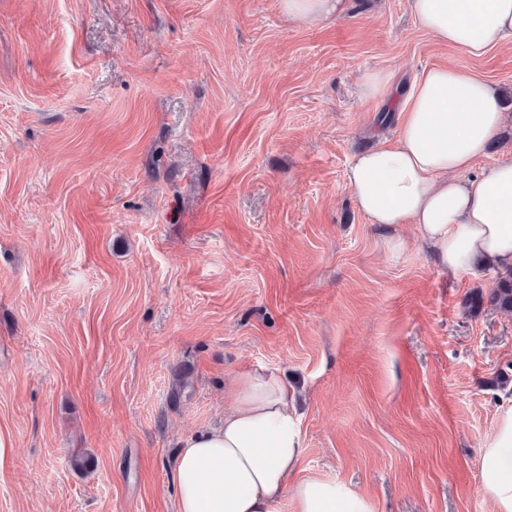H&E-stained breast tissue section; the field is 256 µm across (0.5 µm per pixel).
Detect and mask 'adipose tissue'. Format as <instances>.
Returning a JSON list of instances; mask_svg holds the SVG:
<instances>
[{"mask_svg": "<svg viewBox=\"0 0 512 512\" xmlns=\"http://www.w3.org/2000/svg\"><path fill=\"white\" fill-rule=\"evenodd\" d=\"M435 40L480 57L512 41V0H410ZM367 95L396 113L393 140L358 153L347 186L374 224H411L452 275L484 260L512 269V157L475 176V160L506 115L493 86L453 65L407 86L368 75ZM223 422L184 438L173 469L176 512H374L343 483L299 477L303 433L294 393L275 373L239 374ZM495 512H512V398L502 403L482 456Z\"/></svg>", "mask_w": 512, "mask_h": 512, "instance_id": "obj_1", "label": "adipose tissue"}]
</instances>
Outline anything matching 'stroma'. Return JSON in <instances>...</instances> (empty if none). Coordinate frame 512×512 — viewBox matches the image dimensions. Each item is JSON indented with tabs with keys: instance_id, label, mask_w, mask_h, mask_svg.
<instances>
[{
	"instance_id": "1",
	"label": "stroma",
	"mask_w": 512,
	"mask_h": 512,
	"mask_svg": "<svg viewBox=\"0 0 512 512\" xmlns=\"http://www.w3.org/2000/svg\"><path fill=\"white\" fill-rule=\"evenodd\" d=\"M448 62L506 112L480 173L512 154V52L440 44L408 0L313 24L278 0H0V512H175L181 440L261 368L296 393L303 475L375 512H495L512 312L469 297L502 271L449 275L346 184L397 131L365 76Z\"/></svg>"
}]
</instances>
